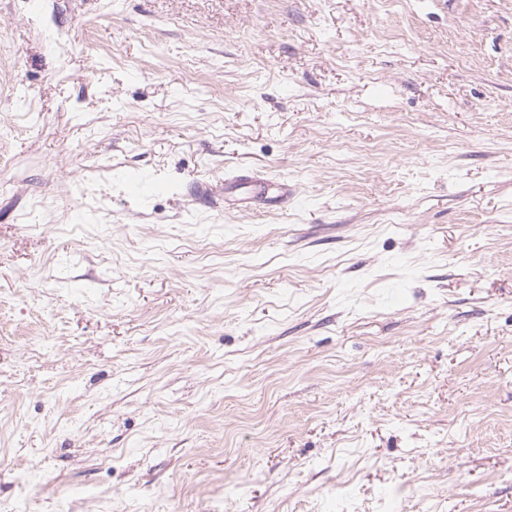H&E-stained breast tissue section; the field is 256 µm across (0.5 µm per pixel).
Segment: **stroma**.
<instances>
[{
  "label": "stroma",
  "mask_w": 512,
  "mask_h": 512,
  "mask_svg": "<svg viewBox=\"0 0 512 512\" xmlns=\"http://www.w3.org/2000/svg\"><path fill=\"white\" fill-rule=\"evenodd\" d=\"M31 2L0 505L512 512V0ZM288 197V183H272L262 175L239 169L224 179V203L248 207L254 201L272 202Z\"/></svg>",
  "instance_id": "stroma-1"
}]
</instances>
